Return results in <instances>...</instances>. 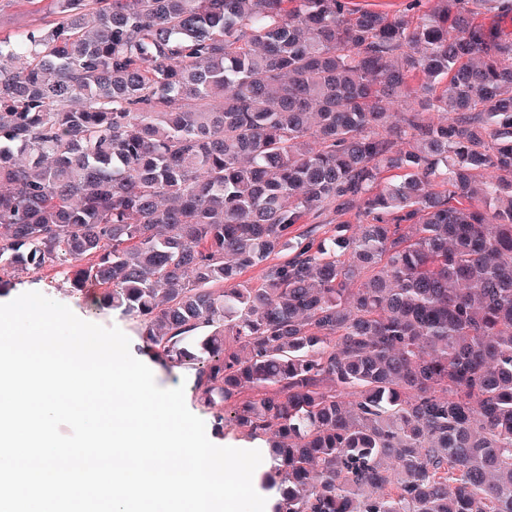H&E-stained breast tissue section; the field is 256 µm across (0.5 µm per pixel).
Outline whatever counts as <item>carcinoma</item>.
I'll use <instances>...</instances> for the list:
<instances>
[{
    "label": "carcinoma",
    "mask_w": 512,
    "mask_h": 512,
    "mask_svg": "<svg viewBox=\"0 0 512 512\" xmlns=\"http://www.w3.org/2000/svg\"><path fill=\"white\" fill-rule=\"evenodd\" d=\"M55 2L0 37V287L132 320L272 512H512V0ZM54 275V272L44 270L39 274L22 273L13 281V284L8 291L1 293L0 297L2 303H6L17 297L18 295L28 291H38L45 296L54 299L67 305L79 318L92 322L104 327L117 326L119 327L130 340L131 354L138 360L147 364L154 373L155 381L158 386L162 388H174L178 386L184 379L185 384V402L188 409L205 422L206 433L211 442L219 446H249L253 441H258V446L263 448L264 442L261 439H250L245 436L241 431L234 429L230 426L217 428L215 419L211 410L200 405L195 399V392L193 389V376L190 371L180 368H165L162 364L155 361L146 352L143 351L142 342L136 335L132 323L126 318L122 317L117 312H99L80 301L77 298L67 294L61 287H54L57 285L55 281L49 283ZM52 285V286H51ZM4 297H8L5 301Z\"/></svg>",
    "instance_id": "1"
}]
</instances>
